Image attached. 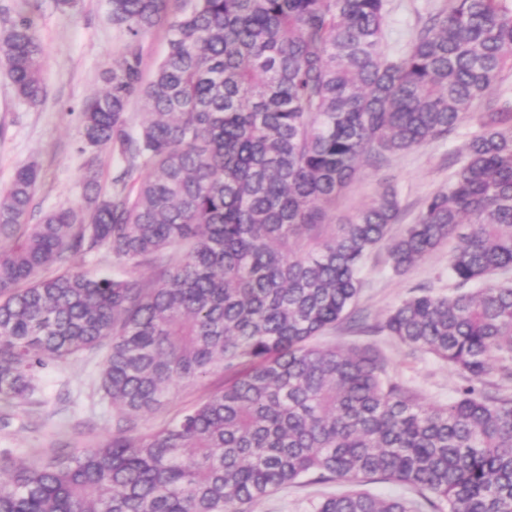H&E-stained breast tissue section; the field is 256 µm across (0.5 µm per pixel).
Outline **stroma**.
Instances as JSON below:
<instances>
[{
    "instance_id": "obj_1",
    "label": "stroma",
    "mask_w": 512,
    "mask_h": 512,
    "mask_svg": "<svg viewBox=\"0 0 512 512\" xmlns=\"http://www.w3.org/2000/svg\"><path fill=\"white\" fill-rule=\"evenodd\" d=\"M438 3L389 0L388 51L396 53L405 48ZM108 9V0H79L78 7L68 12L57 10L52 0H44L37 10L25 0H0V32L19 16H29L43 52L46 94L34 106L16 98L0 66V188L9 184L20 164L36 162L40 169L36 215L81 201L88 167L99 171L101 184L108 190L113 176L125 165L112 150L85 146L79 114L82 103L102 89L103 76L122 43L121 33L108 19ZM470 130V122H463L446 139L389 157L381 166H365L361 176L337 198L331 210L332 223L344 222L369 204L382 188L389 187L401 204L400 218L392 226L393 232H400L415 221L423 201L447 185L450 159L461 152ZM450 250V245H442L401 274L389 267L385 248L372 250L360 273L363 287L356 313L375 324L411 290L428 288L441 295L451 293L454 282L448 276ZM315 343L322 347L376 348L390 373L433 403H447L461 383L459 374L440 359L346 321L317 337ZM103 358L100 352L86 353L51 363L38 378L30 400L23 404L0 403V456L30 463L52 450L76 453L104 443L116 430L117 413L98 388ZM223 383V373L216 371L202 380L179 385L160 410L139 419V430L154 429L179 411L198 404ZM337 490L333 482L291 486L252 505L250 512H312L313 503Z\"/></svg>"
}]
</instances>
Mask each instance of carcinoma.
Here are the masks:
<instances>
[{
  "instance_id": "1",
  "label": "carcinoma",
  "mask_w": 512,
  "mask_h": 512,
  "mask_svg": "<svg viewBox=\"0 0 512 512\" xmlns=\"http://www.w3.org/2000/svg\"><path fill=\"white\" fill-rule=\"evenodd\" d=\"M170 2L109 0L123 43L81 117L87 146L126 161L112 192L91 171L81 203L29 224L37 165L0 189V400L101 348L127 424L215 369L224 387L150 432L1 461L0 512H247L306 477L351 486L314 512H512V96L472 111L512 72V7L443 0L387 53L388 0H183L176 16ZM161 24L147 80L142 39ZM40 55L30 18L0 33L24 103L45 94ZM467 118L448 186L400 235L390 189L330 223L363 166ZM450 239L457 292L416 289L373 332L447 362L454 399L422 400L371 348L313 344L351 315L374 248L401 274ZM99 251L112 275L75 266ZM371 480L417 498L359 488Z\"/></svg>"
}]
</instances>
